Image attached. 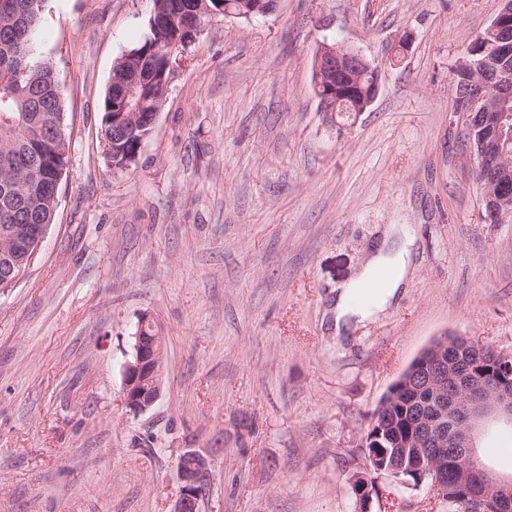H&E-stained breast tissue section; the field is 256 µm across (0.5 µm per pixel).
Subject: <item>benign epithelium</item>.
I'll list each match as a JSON object with an SVG mask.
<instances>
[{
    "mask_svg": "<svg viewBox=\"0 0 512 512\" xmlns=\"http://www.w3.org/2000/svg\"><path fill=\"white\" fill-rule=\"evenodd\" d=\"M279 0H242L237 10L226 9L225 15L250 20L254 15L275 11ZM485 45L466 53L459 70L470 75L468 86L455 93L457 113L466 120V135L479 169L491 164V154L483 143L473 140L474 123L497 136L512 140V0H500V8L490 25L479 35ZM373 75L370 94L362 89L359 72ZM138 79L131 78L118 87L117 102L125 109L121 116L133 127L141 121L154 125L158 102L152 103L137 95ZM314 87L325 112L334 111L352 94L361 95L357 111L364 112L374 101L378 89V68L359 53L340 43L324 42L317 50L314 64ZM486 207V221L500 224L512 219V190L506 179L480 181ZM150 326L153 335L142 330ZM423 368L407 373L406 386L417 393H426L428 407L415 413L411 433H399L381 425L385 442L392 446L399 465L386 474L403 486L415 488L429 479L435 494L448 491L442 469L432 462L436 451L444 446L455 448L458 459L459 489L464 498L459 512H512V479L494 475L476 453L475 438L482 424L489 419L512 423V354L488 350L472 340L455 336L437 339L426 348ZM165 333L163 326L150 314L138 324L132 359L124 367L123 391L127 407L134 413L147 411L159 399L163 385ZM422 472L412 483L408 476ZM176 476L180 495L172 512H201V505L212 482L209 455L187 448L179 456ZM495 487L501 495L494 508L480 492L482 487ZM358 512H371L373 501L370 483L363 475L353 484Z\"/></svg>",
    "mask_w": 512,
    "mask_h": 512,
    "instance_id": "7a95c632",
    "label": "benign epithelium"
}]
</instances>
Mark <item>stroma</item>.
Here are the masks:
<instances>
[{
	"label": "stroma",
	"instance_id": "35a3bbf8",
	"mask_svg": "<svg viewBox=\"0 0 512 512\" xmlns=\"http://www.w3.org/2000/svg\"><path fill=\"white\" fill-rule=\"evenodd\" d=\"M499 7L280 0L212 17L116 172L103 99L153 2L46 0L36 49L64 90L69 161L38 255L0 290V512H171L187 448L211 454L202 512H356L369 416L413 360L452 335L512 352V220H485L451 82ZM323 42L377 65L366 111L321 109ZM391 224L415 239L408 284L336 337L331 299ZM145 313L166 360L136 414L123 373ZM478 446L512 476V427L487 424ZM373 481L371 512L440 510L429 486Z\"/></svg>",
	"mask_w": 512,
	"mask_h": 512
}]
</instances>
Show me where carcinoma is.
<instances>
[{"mask_svg": "<svg viewBox=\"0 0 512 512\" xmlns=\"http://www.w3.org/2000/svg\"><path fill=\"white\" fill-rule=\"evenodd\" d=\"M45 0H0V267L25 268L33 253L15 248L10 238L11 224H52L57 205L55 170L66 167L69 144L58 137L62 130L63 88L52 62L36 51L35 36ZM201 0H153L161 4L171 22L170 32L162 38L150 34L126 53L115 65L114 77H135L141 94L155 98L160 88L155 79L168 64L176 62L181 44L171 49L173 40H183V29L198 18ZM112 89L103 100L101 132L106 146L112 147ZM147 130H132L115 146L124 154H134ZM385 413L399 429L409 423L410 413L428 402L425 396L412 402L408 392H390ZM377 429H368L367 448L376 454L373 465L388 467L395 462L385 454L376 439ZM459 481L456 468H448V493L442 501L443 512H454L451 500Z\"/></svg>", "mask_w": 512, "mask_h": 512, "instance_id": "obj_1", "label": "carcinoma"}]
</instances>
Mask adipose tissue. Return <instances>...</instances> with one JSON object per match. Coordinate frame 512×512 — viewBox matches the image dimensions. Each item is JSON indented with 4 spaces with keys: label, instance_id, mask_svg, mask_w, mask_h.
<instances>
[{
    "label": "adipose tissue",
    "instance_id": "1",
    "mask_svg": "<svg viewBox=\"0 0 512 512\" xmlns=\"http://www.w3.org/2000/svg\"><path fill=\"white\" fill-rule=\"evenodd\" d=\"M401 231L400 225L388 226L385 230L387 241L396 236L401 237L399 248L393 251L387 241L381 244L365 262L358 277L337 290L332 306L333 328L337 334H345L363 321L378 318L406 286L414 240L412 237L402 236ZM379 279L383 280L384 285L376 298L368 305H357L354 301L357 288Z\"/></svg>",
    "mask_w": 512,
    "mask_h": 512
}]
</instances>
